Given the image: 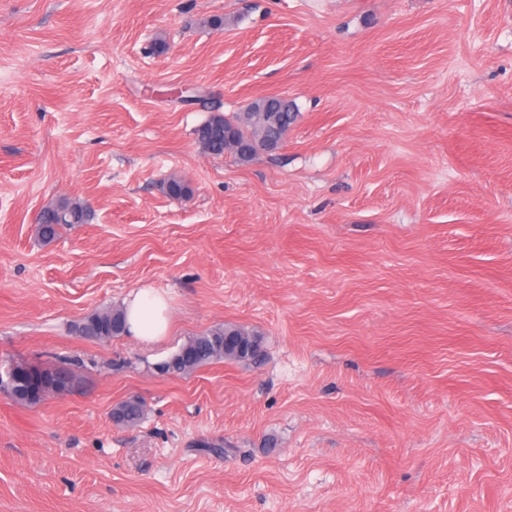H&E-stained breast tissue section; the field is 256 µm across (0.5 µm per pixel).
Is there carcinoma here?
I'll return each instance as SVG.
<instances>
[{"instance_id": "cac0c4a2", "label": "carcinoma", "mask_w": 512, "mask_h": 512, "mask_svg": "<svg viewBox=\"0 0 512 512\" xmlns=\"http://www.w3.org/2000/svg\"><path fill=\"white\" fill-rule=\"evenodd\" d=\"M279 104L276 112L264 116L253 111L249 104L247 112L228 117L221 112L211 114L197 129L196 135L204 153L221 157L228 151L226 137L240 143L258 142L263 129L277 133L289 129L299 116L296 104L286 98H274ZM86 219V209L78 202L61 201L53 207L44 209L38 218V232L42 239L51 241L65 226L81 224ZM82 336L94 340H109L126 332V320L123 308L115 307L93 312L83 318L78 326ZM264 357V342L261 333L244 326L224 324L192 336L165 360L155 365L160 371L175 375L188 376L198 369L222 360L240 364H256ZM14 372L12 398L23 404H33L39 397L27 392V387H39L45 393L59 381L72 383V374L63 368H52L42 364L16 361L11 365ZM122 424L137 425L144 416V401L131 396L113 409Z\"/></svg>"}]
</instances>
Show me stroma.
I'll return each mask as SVG.
<instances>
[{
	"mask_svg": "<svg viewBox=\"0 0 512 512\" xmlns=\"http://www.w3.org/2000/svg\"><path fill=\"white\" fill-rule=\"evenodd\" d=\"M269 95L279 150H201ZM63 200L89 219L43 243ZM146 284L165 341L78 335ZM225 323L264 362L156 371ZM17 359L75 381L0 393V512H512V0H0ZM279 104L278 112H252L255 101H252L243 115L227 117L221 112L211 114L197 129L196 135L199 144L204 153L221 157L225 152H230L240 163L251 161L260 150H252L246 155L238 154L226 147V134H230L232 140L240 143L259 142L261 132L268 128L277 131L275 136L279 135L278 148L284 143L281 140V133L287 131L296 121L299 112L296 104L287 98L279 99L276 96L273 99ZM269 113V117L264 116ZM113 413H116L123 425L135 426L144 416V401L137 396H131L117 403Z\"/></svg>",
	"mask_w": 512,
	"mask_h": 512,
	"instance_id": "obj_1",
	"label": "stroma"
}]
</instances>
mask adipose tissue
<instances>
[{"mask_svg": "<svg viewBox=\"0 0 512 512\" xmlns=\"http://www.w3.org/2000/svg\"><path fill=\"white\" fill-rule=\"evenodd\" d=\"M128 333L138 341L154 343L170 331L169 301L165 294L146 286L134 290L125 301Z\"/></svg>", "mask_w": 512, "mask_h": 512, "instance_id": "ef3b65f1", "label": "adipose tissue"}]
</instances>
